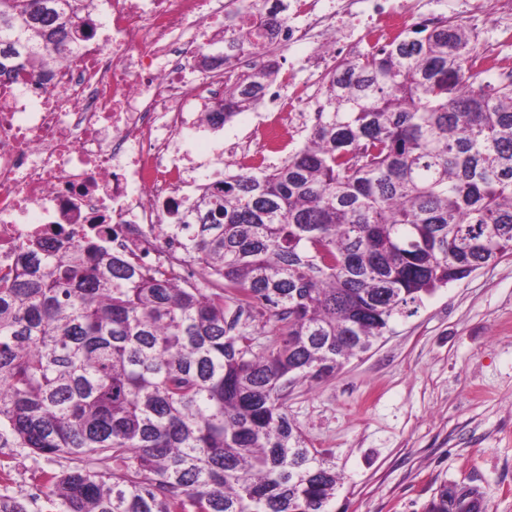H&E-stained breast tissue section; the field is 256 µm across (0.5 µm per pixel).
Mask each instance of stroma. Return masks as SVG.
<instances>
[{"label":"stroma","mask_w":512,"mask_h":512,"mask_svg":"<svg viewBox=\"0 0 512 512\" xmlns=\"http://www.w3.org/2000/svg\"><path fill=\"white\" fill-rule=\"evenodd\" d=\"M309 447L341 476L332 512H426L443 484L512 512V255L438 289L366 354L284 395ZM34 455L0 429V494L51 512Z\"/></svg>","instance_id":"35a3bbf8"}]
</instances>
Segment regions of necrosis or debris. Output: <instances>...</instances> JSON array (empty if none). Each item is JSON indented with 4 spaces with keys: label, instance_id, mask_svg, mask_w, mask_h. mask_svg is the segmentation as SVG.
<instances>
[{
    "label": "necrosis or debris",
    "instance_id": "4bbe7bcc",
    "mask_svg": "<svg viewBox=\"0 0 512 512\" xmlns=\"http://www.w3.org/2000/svg\"><path fill=\"white\" fill-rule=\"evenodd\" d=\"M236 0H83L75 53L48 75L20 70L0 84V277L29 239L68 229L90 239L111 225L112 249L173 265L182 284L185 231L171 228L191 188L228 170L262 167L268 139L310 111L322 71L442 22L512 39V0H291L274 40L309 54L304 79L268 89L247 141L201 159L192 149L224 96V15Z\"/></svg>",
    "mask_w": 512,
    "mask_h": 512
}]
</instances>
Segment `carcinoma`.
<instances>
[{
    "instance_id": "carcinoma-1",
    "label": "carcinoma",
    "mask_w": 512,
    "mask_h": 512,
    "mask_svg": "<svg viewBox=\"0 0 512 512\" xmlns=\"http://www.w3.org/2000/svg\"><path fill=\"white\" fill-rule=\"evenodd\" d=\"M224 15V64L273 39L283 0ZM76 0H0V75L43 70ZM469 30H416L329 76L321 118L271 169L205 187L179 228L206 285L95 241L35 239L0 279V428L74 466L55 512H331L339 477L283 393L368 352L437 289L512 254V75L472 71ZM266 50L210 120L256 106ZM260 307L263 352L232 307ZM443 485L426 512H478Z\"/></svg>"
}]
</instances>
